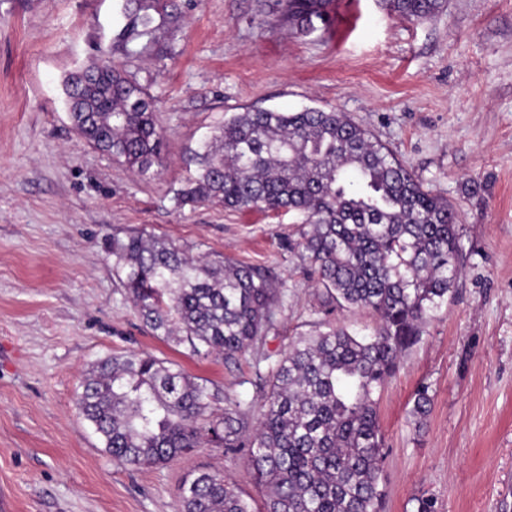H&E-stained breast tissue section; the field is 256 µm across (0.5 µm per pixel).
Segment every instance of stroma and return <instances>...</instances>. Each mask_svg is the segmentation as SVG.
I'll return each mask as SVG.
<instances>
[{"instance_id": "35a3bbf8", "label": "stroma", "mask_w": 512, "mask_h": 512, "mask_svg": "<svg viewBox=\"0 0 512 512\" xmlns=\"http://www.w3.org/2000/svg\"><path fill=\"white\" fill-rule=\"evenodd\" d=\"M151 33L118 36L121 0H0V504L5 512H178L182 478L208 469L255 503L246 452L195 449L170 463L114 461L75 405L100 358L146 351L259 405L256 370L292 337L375 317L325 302L295 244L296 211L234 212L184 200L197 153L254 109L344 113L457 212L463 257L448 302L381 394L384 512H512V0H446L413 22L382 0H329V29L303 36L281 0H146ZM154 99L162 163L146 175L73 128L63 80L101 61ZM146 232L189 255L271 270L274 327L238 363L196 356L143 327L113 237ZM432 411H408L421 384Z\"/></svg>"}]
</instances>
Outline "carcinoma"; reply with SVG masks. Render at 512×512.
<instances>
[{"label": "carcinoma", "mask_w": 512, "mask_h": 512, "mask_svg": "<svg viewBox=\"0 0 512 512\" xmlns=\"http://www.w3.org/2000/svg\"><path fill=\"white\" fill-rule=\"evenodd\" d=\"M410 21L435 17L444 0H384ZM123 38L150 33L143 0H123ZM327 0H284L297 32L325 25ZM65 105L89 144L147 174L161 162L154 99L108 62L64 79ZM231 211H299L309 230L301 247L316 284L341 309L372 313L359 336L344 326L295 337L265 372L259 417L237 401L206 416V383L149 353L110 356L85 373L76 405L114 460L163 465L205 445L247 449L263 512H382L384 438L378 404L405 351L448 302L463 248L448 200L424 189L394 154L334 110L238 112L198 154L183 191ZM118 275L143 323L198 356L234 361L275 323L281 288L268 271L195 260L173 242L144 233L114 236ZM429 387L410 415L422 425ZM180 512H256L253 500L217 472L188 475Z\"/></svg>", "instance_id": "cac0c4a2"}]
</instances>
